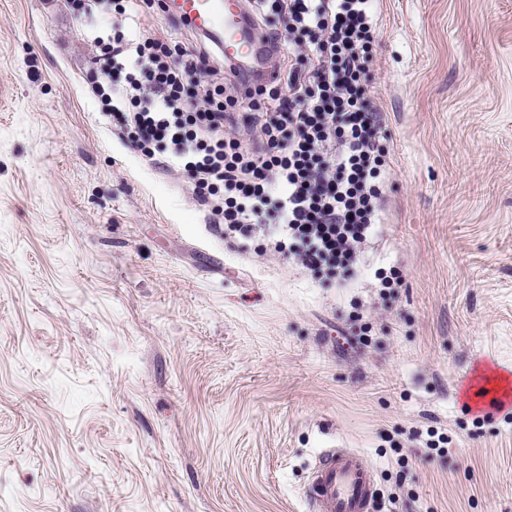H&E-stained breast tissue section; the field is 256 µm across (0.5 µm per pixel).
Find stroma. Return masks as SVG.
I'll return each mask as SVG.
<instances>
[{"instance_id":"stroma-1","label":"stroma","mask_w":512,"mask_h":512,"mask_svg":"<svg viewBox=\"0 0 512 512\" xmlns=\"http://www.w3.org/2000/svg\"><path fill=\"white\" fill-rule=\"evenodd\" d=\"M375 11L391 171L341 284L131 148L91 89L111 16L0 0V512H313L331 444L379 512H512V408L456 398L512 370V0Z\"/></svg>"}]
</instances>
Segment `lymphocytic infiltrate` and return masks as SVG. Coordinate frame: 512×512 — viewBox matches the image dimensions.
Returning <instances> with one entry per match:
<instances>
[{
	"label": "lymphocytic infiltrate",
	"instance_id": "1",
	"mask_svg": "<svg viewBox=\"0 0 512 512\" xmlns=\"http://www.w3.org/2000/svg\"><path fill=\"white\" fill-rule=\"evenodd\" d=\"M374 2L248 0L288 61L270 84L229 94L210 40L140 38L124 19L155 0H125L98 56L99 94L142 156L190 175L225 236L261 233L295 265L347 279L382 229Z\"/></svg>",
	"mask_w": 512,
	"mask_h": 512
}]
</instances>
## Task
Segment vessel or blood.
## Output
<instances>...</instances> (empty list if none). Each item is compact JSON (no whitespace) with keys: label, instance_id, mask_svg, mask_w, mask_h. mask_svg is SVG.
Instances as JSON below:
<instances>
[{"label":"vessel or blood","instance_id":"1","mask_svg":"<svg viewBox=\"0 0 512 512\" xmlns=\"http://www.w3.org/2000/svg\"><path fill=\"white\" fill-rule=\"evenodd\" d=\"M180 20L214 36L226 61L243 80L263 83L273 70L270 38L254 41L245 0H175ZM306 495L315 512H375L377 493L367 457L352 448L323 449L312 467Z\"/></svg>","mask_w":512,"mask_h":512}]
</instances>
